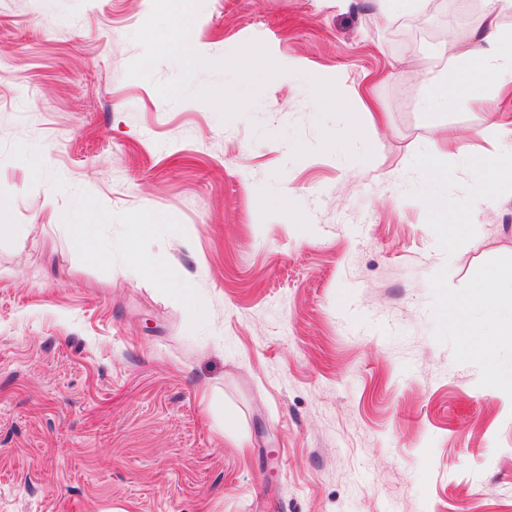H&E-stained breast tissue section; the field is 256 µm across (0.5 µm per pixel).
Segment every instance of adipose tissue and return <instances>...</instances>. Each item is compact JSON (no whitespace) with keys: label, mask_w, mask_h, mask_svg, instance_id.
I'll use <instances>...</instances> for the list:
<instances>
[{"label":"adipose tissue","mask_w":512,"mask_h":512,"mask_svg":"<svg viewBox=\"0 0 512 512\" xmlns=\"http://www.w3.org/2000/svg\"><path fill=\"white\" fill-rule=\"evenodd\" d=\"M460 50L445 49L423 86V111L438 112L467 105L477 88L494 89L512 83V28L489 24L460 35ZM512 290V265L490 264L471 304L493 318L497 340L512 341V314H501L496 298Z\"/></svg>","instance_id":"obj_1"}]
</instances>
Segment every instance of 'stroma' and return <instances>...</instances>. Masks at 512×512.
I'll list each match as a JSON object with an SVG mask.
<instances>
[{"label":"stroma","instance_id":"35a3bbf8","mask_svg":"<svg viewBox=\"0 0 512 512\" xmlns=\"http://www.w3.org/2000/svg\"><path fill=\"white\" fill-rule=\"evenodd\" d=\"M450 5L0 0V512H512V343L446 316L512 263V181L458 207L512 85L425 112L408 67L512 11ZM131 225L136 230L135 234L129 240V245H130L129 252H130V256H131L129 265H130L131 269L133 271L138 272V271L150 270V269H153L154 267L160 265L161 262L157 258L151 257L147 253L139 250L137 247V243L140 239L139 230H142V228L146 225L145 224H131ZM467 342L465 345L466 351L472 356H479L481 358H487L491 352V342L486 340L482 333V327L477 321L465 322L464 323Z\"/></svg>","mask_w":512,"mask_h":512}]
</instances>
